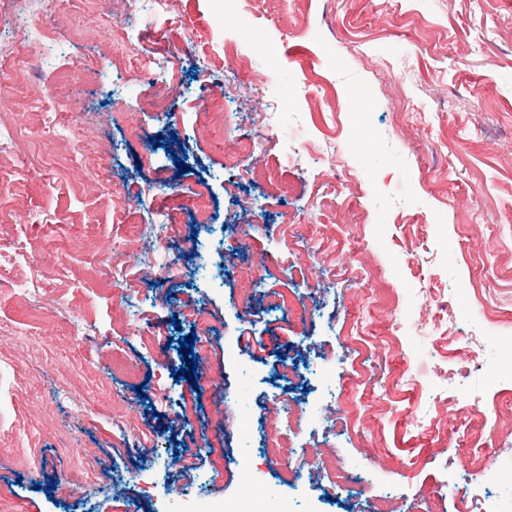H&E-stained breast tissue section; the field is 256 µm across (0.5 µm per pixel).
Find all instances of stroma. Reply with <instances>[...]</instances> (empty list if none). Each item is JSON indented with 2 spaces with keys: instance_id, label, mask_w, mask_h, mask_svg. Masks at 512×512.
<instances>
[{
  "instance_id": "35a3bbf8",
  "label": "stroma",
  "mask_w": 512,
  "mask_h": 512,
  "mask_svg": "<svg viewBox=\"0 0 512 512\" xmlns=\"http://www.w3.org/2000/svg\"><path fill=\"white\" fill-rule=\"evenodd\" d=\"M106 3L130 25L138 76L113 44L74 38L83 17L55 16L53 0L0 16L4 35L56 18L60 55L37 66L18 51L33 91L80 60L103 69L64 90L72 140L51 142L40 121L15 128L22 151L0 168V210L15 216L0 222V251L18 258L0 266V512H183L198 488L210 501L237 495L244 459L293 512H369L385 494L397 512L512 500V351L495 342L512 336V0H264L247 54L275 77L255 96L225 93L222 142L203 130L202 103L235 66L224 0H178L173 13L163 0ZM314 71L333 97L304 88ZM163 72L183 90L162 119L151 98ZM323 132L335 170L292 158L297 140ZM262 134L261 153L225 170L236 139ZM79 140L88 152L69 177L44 165ZM256 166L286 193L250 179ZM249 208L258 226L244 242L232 228ZM136 223L157 262L113 278L96 243ZM423 290L447 302L457 343L486 339L449 362L444 383L433 332L415 320ZM270 294L294 297L293 311L273 312ZM190 311L209 347L178 380ZM358 314L387 338L364 349L362 426L314 422L295 440L339 453L354 479L338 489L309 466L290 484L262 441L285 430L283 404L328 398L318 366L335 385L355 370L343 336ZM408 376L415 384L398 386ZM444 389L459 398L448 431H418L413 413ZM475 402L469 432L492 436L493 477L456 428Z\"/></svg>"
}]
</instances>
